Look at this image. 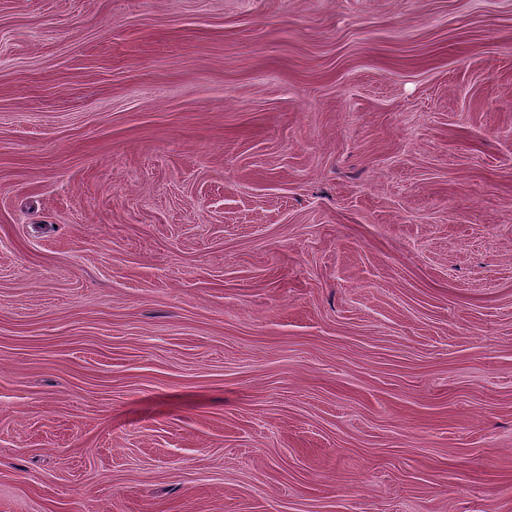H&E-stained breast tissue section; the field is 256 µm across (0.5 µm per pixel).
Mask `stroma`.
<instances>
[{"instance_id":"stroma-1","label":"stroma","mask_w":512,"mask_h":512,"mask_svg":"<svg viewBox=\"0 0 512 512\" xmlns=\"http://www.w3.org/2000/svg\"><path fill=\"white\" fill-rule=\"evenodd\" d=\"M0 512H512V0H0Z\"/></svg>"}]
</instances>
